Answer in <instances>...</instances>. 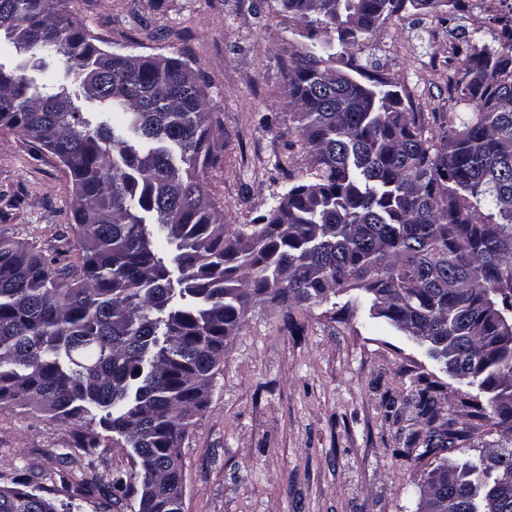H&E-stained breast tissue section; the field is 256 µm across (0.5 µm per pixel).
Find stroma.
<instances>
[{
	"label": "stroma",
	"instance_id": "obj_1",
	"mask_svg": "<svg viewBox=\"0 0 512 512\" xmlns=\"http://www.w3.org/2000/svg\"><path fill=\"white\" fill-rule=\"evenodd\" d=\"M115 53L184 60L202 73L216 165L204 192L230 224L269 213L311 157L285 104L284 67L300 42L279 0H68ZM494 0L466 12L407 10L387 20L357 56L409 95L428 131L456 105L448 95L453 28L496 37ZM0 233L36 244L61 264L77 260L72 181L55 156L0 129ZM369 305L255 306L227 340L207 405L181 444L184 512H417L430 461L406 449L420 429L417 391L432 385L459 426L470 425L466 387L417 344L368 316ZM395 414L385 412L387 402ZM78 429L0 405V481L14 474L80 482L131 471V451L107 439L73 451Z\"/></svg>",
	"mask_w": 512,
	"mask_h": 512
}]
</instances>
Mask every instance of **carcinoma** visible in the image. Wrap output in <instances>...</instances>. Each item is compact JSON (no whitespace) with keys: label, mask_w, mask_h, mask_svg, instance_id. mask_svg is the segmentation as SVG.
Listing matches in <instances>:
<instances>
[{"label":"carcinoma","mask_w":512,"mask_h":512,"mask_svg":"<svg viewBox=\"0 0 512 512\" xmlns=\"http://www.w3.org/2000/svg\"><path fill=\"white\" fill-rule=\"evenodd\" d=\"M307 23L290 56L288 105L313 161L254 224L233 226L203 193L214 129L203 77L177 58L96 44L65 0H0V56L35 48L67 62L54 90L0 60V128L70 171L78 263L0 235V404L88 428L74 449L123 438L135 470L61 492L44 479L0 485V512H80L106 486H140L137 512H184L178 448L206 406L224 340L255 304L310 307L358 291L369 315L418 342L485 396L458 429L426 387L425 430L406 445L443 510L512 512V448L448 464L481 425L512 430V15L495 44L463 32L449 97L467 108L427 136L396 86L354 50L406 8L465 0H279ZM95 101L91 120L80 100ZM156 216V229L144 214ZM64 494L55 504L51 496Z\"/></svg>","instance_id":"1"}]
</instances>
